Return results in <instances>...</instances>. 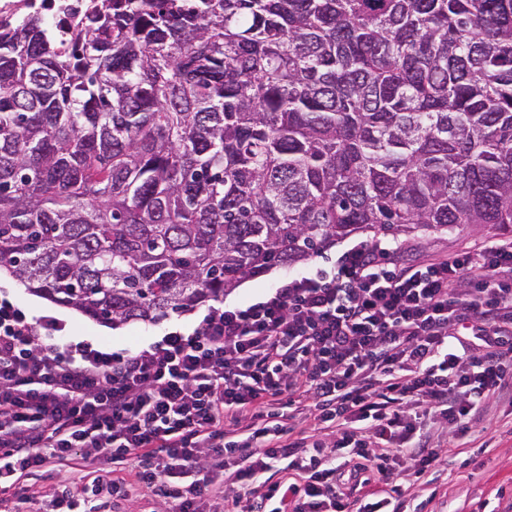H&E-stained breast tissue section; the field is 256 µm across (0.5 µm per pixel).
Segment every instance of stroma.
Wrapping results in <instances>:
<instances>
[{
  "instance_id": "stroma-1",
  "label": "stroma",
  "mask_w": 512,
  "mask_h": 512,
  "mask_svg": "<svg viewBox=\"0 0 512 512\" xmlns=\"http://www.w3.org/2000/svg\"><path fill=\"white\" fill-rule=\"evenodd\" d=\"M498 235V230L482 224L431 234L418 233L404 237L405 257L424 263L453 252L475 249ZM374 239V234L358 232L337 240L314 257L291 266L275 267L261 276L241 281L236 288L226 292L224 300L238 304L248 302L281 280L328 267L348 247ZM0 288L9 291L30 314L52 315L60 319L73 339L88 340L118 352L145 345L175 327L193 328L208 310L207 304L202 303L192 310L173 313L155 322L130 321L112 326L29 292L8 273H0ZM489 416L490 424L468 447L450 449L447 466L441 467L435 475L436 497H419L418 512H504L512 502V398L494 402ZM71 481L70 467L58 465L42 469L27 479L36 493L35 502L16 504L12 494L6 492L0 494V505L8 512H52L58 490L70 485Z\"/></svg>"
}]
</instances>
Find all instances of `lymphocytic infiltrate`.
Segmentation results:
<instances>
[{"label":"lymphocytic infiltrate","instance_id":"lymphocytic-infiltrate-1","mask_svg":"<svg viewBox=\"0 0 512 512\" xmlns=\"http://www.w3.org/2000/svg\"><path fill=\"white\" fill-rule=\"evenodd\" d=\"M403 250L358 243L130 354L1 290L0 486L30 503L31 472L79 460L58 512L139 493L160 512H406L446 454L429 419L464 439L512 389V241L420 265Z\"/></svg>","mask_w":512,"mask_h":512}]
</instances>
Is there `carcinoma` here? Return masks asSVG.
Here are the masks:
<instances>
[{
	"label": "carcinoma",
	"instance_id": "obj_1",
	"mask_svg": "<svg viewBox=\"0 0 512 512\" xmlns=\"http://www.w3.org/2000/svg\"><path fill=\"white\" fill-rule=\"evenodd\" d=\"M512 233V0H95L0 25V271L105 324L356 231Z\"/></svg>",
	"mask_w": 512,
	"mask_h": 512
}]
</instances>
